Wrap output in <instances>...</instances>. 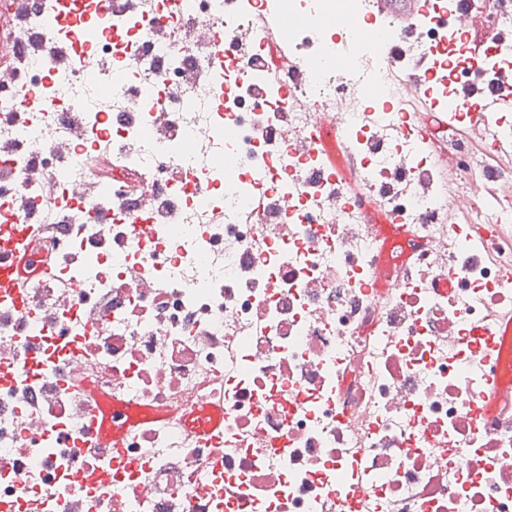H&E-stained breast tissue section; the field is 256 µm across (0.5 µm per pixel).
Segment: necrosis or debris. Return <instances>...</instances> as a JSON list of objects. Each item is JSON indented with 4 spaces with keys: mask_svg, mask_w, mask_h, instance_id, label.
Instances as JSON below:
<instances>
[{
    "mask_svg": "<svg viewBox=\"0 0 512 512\" xmlns=\"http://www.w3.org/2000/svg\"><path fill=\"white\" fill-rule=\"evenodd\" d=\"M440 8L417 40L459 77L457 17L512 34V0ZM261 9L312 76L268 82ZM66 13L25 0L22 17L53 45ZM108 22L111 37L0 73V203L25 222L54 194L64 216L61 245L31 246L53 270L22 305L0 300V512H512V413L485 414L477 365L494 309L512 308V167L454 126L407 122L389 75L411 59L367 0H122ZM241 31L249 62L222 40ZM30 86L43 109H19ZM329 113L394 223H368L327 155L295 149ZM104 128L126 166L82 202L84 142ZM143 169L155 181L129 199ZM261 190L270 207L241 223ZM402 226L415 253L379 283ZM90 393L151 420L120 460L92 447ZM212 402L215 439L185 440L180 418Z\"/></svg>",
    "mask_w": 512,
    "mask_h": 512,
    "instance_id": "4bbe7bcc",
    "label": "necrosis or debris"
}]
</instances>
